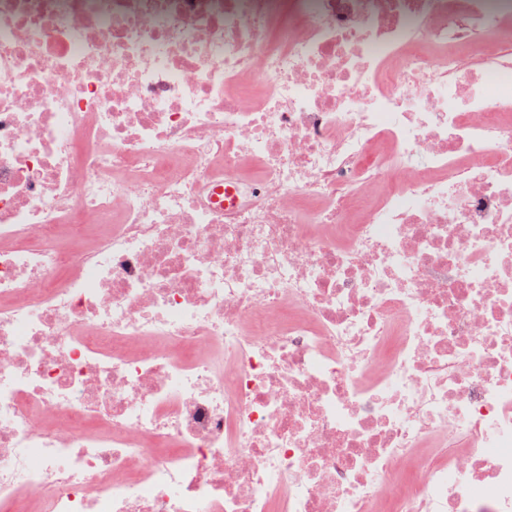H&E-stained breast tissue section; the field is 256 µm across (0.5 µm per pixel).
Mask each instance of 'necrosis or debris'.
<instances>
[{"label": "necrosis or debris", "instance_id": "necrosis-or-debris-1", "mask_svg": "<svg viewBox=\"0 0 512 512\" xmlns=\"http://www.w3.org/2000/svg\"><path fill=\"white\" fill-rule=\"evenodd\" d=\"M512 0H0V512H512Z\"/></svg>", "mask_w": 512, "mask_h": 512}]
</instances>
